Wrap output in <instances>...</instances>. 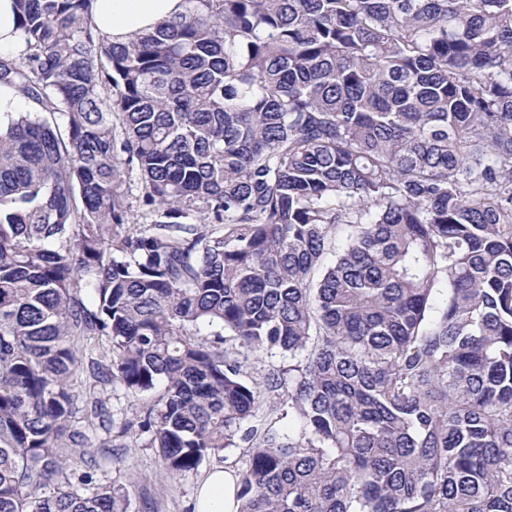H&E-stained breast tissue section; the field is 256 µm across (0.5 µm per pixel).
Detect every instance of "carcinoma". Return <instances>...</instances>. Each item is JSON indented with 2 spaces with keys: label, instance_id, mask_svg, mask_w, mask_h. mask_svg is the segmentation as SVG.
<instances>
[{
  "label": "carcinoma",
  "instance_id": "1",
  "mask_svg": "<svg viewBox=\"0 0 512 512\" xmlns=\"http://www.w3.org/2000/svg\"><path fill=\"white\" fill-rule=\"evenodd\" d=\"M186 2L114 43L14 0L0 512H129L90 379L160 391L120 434L169 476L246 449L237 512H512V0ZM35 106H38V104L30 101L14 88L4 85L0 86V114L20 112L26 109H32Z\"/></svg>",
  "mask_w": 512,
  "mask_h": 512
}]
</instances>
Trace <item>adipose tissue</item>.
I'll use <instances>...</instances> for the list:
<instances>
[{"label":"adipose tissue","instance_id":"ef3b65f1","mask_svg":"<svg viewBox=\"0 0 512 512\" xmlns=\"http://www.w3.org/2000/svg\"><path fill=\"white\" fill-rule=\"evenodd\" d=\"M184 9V0H90V15L97 31L115 42L151 31ZM235 493V476L214 468L197 490L194 512H236Z\"/></svg>","mask_w":512,"mask_h":512}]
</instances>
